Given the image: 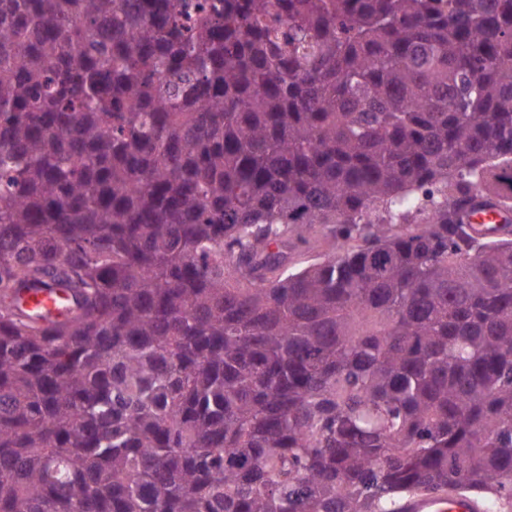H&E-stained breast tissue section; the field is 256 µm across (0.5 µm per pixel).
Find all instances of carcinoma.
<instances>
[{
  "label": "carcinoma",
  "mask_w": 512,
  "mask_h": 512,
  "mask_svg": "<svg viewBox=\"0 0 512 512\" xmlns=\"http://www.w3.org/2000/svg\"><path fill=\"white\" fill-rule=\"evenodd\" d=\"M478 195L512 207V0H0V512H496ZM65 297L59 289L41 290L27 297V308L56 313L60 310ZM403 512H482L481 504L462 492H448V495L413 496L401 506ZM485 512V511H483Z\"/></svg>",
  "instance_id": "obj_1"
}]
</instances>
